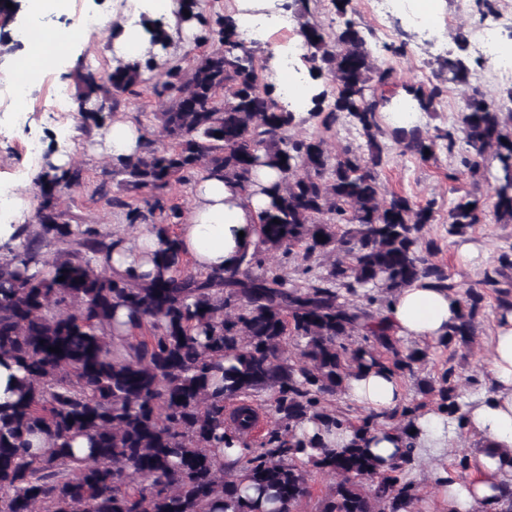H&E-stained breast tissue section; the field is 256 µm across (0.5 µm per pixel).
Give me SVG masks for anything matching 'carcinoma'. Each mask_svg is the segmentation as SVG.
<instances>
[{
  "label": "carcinoma",
  "mask_w": 512,
  "mask_h": 512,
  "mask_svg": "<svg viewBox=\"0 0 512 512\" xmlns=\"http://www.w3.org/2000/svg\"><path fill=\"white\" fill-rule=\"evenodd\" d=\"M348 2L332 0L343 18L336 30L300 27L305 65L331 81V89L314 96L309 115L327 130L346 116L364 141L332 153L321 137L293 134L298 116L262 83L231 17L204 14L198 0H179L195 26L194 46L218 48L198 55L188 71L165 61L151 92L164 101L160 120L169 145L148 138L139 154L116 160L112 175L144 194L145 207L100 186L128 224H145L159 239L155 278L103 269L117 245L112 235L69 224L60 209L62 195L83 184V170L44 162L33 182L38 230L25 232L16 254L0 260V358L24 371L15 399L0 405V512H297L311 495L308 465L336 475L319 512H413L419 498L408 477L414 449L381 471L368 436L399 416L403 423L395 429L411 439L425 404L352 420L332 401L363 370L414 376L427 350L392 335L381 309L416 281L428 279L453 295L458 285L432 261L434 243L420 236L434 221L433 203L382 193L380 112L389 104L385 88L394 84V71L375 64L367 36L345 18ZM142 23L154 47L144 60L119 63L103 75L76 74L83 118L139 94L145 72L159 67L169 36L159 21ZM447 71L446 81L469 82V58L448 59ZM442 93L433 84L414 98L429 111ZM461 132L468 147L462 163L471 174L494 149V203L488 214L478 199H460L448 208V235L489 216L511 224L512 110L474 86ZM398 138L403 151L421 157L441 140L450 152L455 146L450 130L430 136L414 129ZM258 167L279 180L265 189L254 248L232 270L191 271L173 231L182 211L167 204V191L199 169L245 189ZM47 246L56 247L48 269L12 268L20 255L41 264ZM274 252L300 261L304 275L313 260L326 262L325 272L290 280L264 266L263 255ZM507 269L512 254L504 253L459 299L457 321L434 345L465 344L476 334L488 290L497 310L512 312ZM119 307L148 335L116 334ZM287 338L295 342L293 356ZM55 346L62 352L49 351ZM425 392L434 395V410L465 430L454 367ZM261 393L275 428L256 449L249 440L256 409L248 398ZM306 421L317 427L312 436L299 433ZM338 428L351 429L353 437L333 447L326 435ZM81 435L89 439L85 454L73 448ZM234 445L238 456L227 463Z\"/></svg>",
  "instance_id": "obj_1"
}]
</instances>
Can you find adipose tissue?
<instances>
[{"label":"adipose tissue","mask_w":512,"mask_h":512,"mask_svg":"<svg viewBox=\"0 0 512 512\" xmlns=\"http://www.w3.org/2000/svg\"><path fill=\"white\" fill-rule=\"evenodd\" d=\"M136 21L120 24L112 41V56L135 62L149 49L148 36L140 16L160 20L170 35L169 53L184 47L190 34L182 21L176 0H136ZM282 10L274 0H238L234 16L237 32L251 29L270 31L280 26ZM70 28L32 27L25 50L19 54L15 72L20 83H36L42 71L54 67L72 45ZM269 68L275 96L287 110L307 113L312 97L321 87L301 58H288L286 50L273 47ZM145 136L131 123L116 120L109 125L97 145L107 157H129L140 152ZM275 172L257 170L249 188L225 180L217 174H203L198 182L193 206L177 234L181 252L191 258L195 269L221 272L236 265L240 252L257 240L254 224L268 198L263 189L275 181ZM159 248L156 237L140 232L123 239L112 250L108 267L134 273L139 279L154 275L152 256ZM459 306L455 296L422 280L401 289L392 298L384 322L394 335L422 341L445 336L455 322ZM489 372L492 391L473 401L467 410V425L475 448L471 466L464 477L438 471L436 498L441 512H495L505 489H512V312L500 318L491 343ZM347 399L367 413L389 412L402 405L403 385L391 371L371 370L350 379ZM456 433L446 415L427 411L415 422L414 445L422 453L444 455Z\"/></svg>","instance_id":"ef3b65f1"}]
</instances>
